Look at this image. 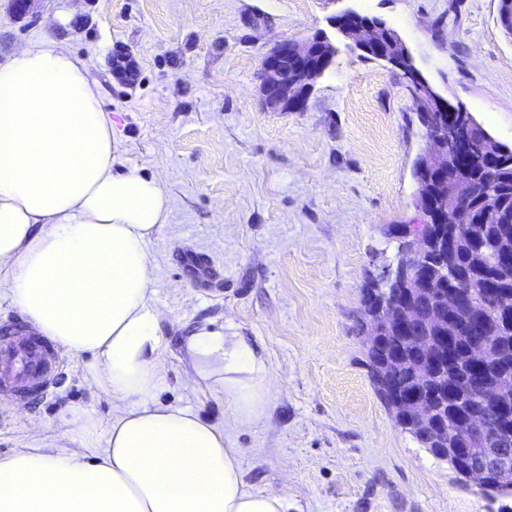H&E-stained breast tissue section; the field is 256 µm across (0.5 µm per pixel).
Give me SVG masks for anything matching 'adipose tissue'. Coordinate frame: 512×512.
<instances>
[{"mask_svg":"<svg viewBox=\"0 0 512 512\" xmlns=\"http://www.w3.org/2000/svg\"><path fill=\"white\" fill-rule=\"evenodd\" d=\"M99 82L56 41L0 64V273L33 331L84 356L119 404L107 446L81 433L0 460V512H288L287 494L243 479L244 451L197 412L159 401L161 311L147 248L166 224L157 179L113 167ZM196 377L258 422L263 358L209 324L188 342Z\"/></svg>","mask_w":512,"mask_h":512,"instance_id":"adipose-tissue-1","label":"adipose tissue"}]
</instances>
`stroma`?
<instances>
[{
	"label": "stroma",
	"mask_w": 512,
	"mask_h": 512,
	"mask_svg": "<svg viewBox=\"0 0 512 512\" xmlns=\"http://www.w3.org/2000/svg\"><path fill=\"white\" fill-rule=\"evenodd\" d=\"M352 9L384 20L423 77L499 142L512 144V40L497 0H41L15 21L0 0V63L46 37L102 88L117 169L161 180L169 217L148 246L163 313L160 399L244 449L247 485L284 491L290 512H498L402 430L367 364L363 294L416 224L413 164L425 144L411 83L361 58L334 30ZM87 15L78 29L71 20ZM326 36L336 52L303 112L274 110L258 78L278 41ZM125 54L131 77L115 72ZM227 326L263 355L272 396L240 426L195 381L186 341ZM39 404L0 397V459L115 415L83 357Z\"/></svg>",
	"instance_id": "1"
}]
</instances>
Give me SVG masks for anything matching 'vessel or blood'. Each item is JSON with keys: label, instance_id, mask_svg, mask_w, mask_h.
<instances>
[{"label": "vessel or blood", "instance_id": "obj_1", "mask_svg": "<svg viewBox=\"0 0 512 512\" xmlns=\"http://www.w3.org/2000/svg\"><path fill=\"white\" fill-rule=\"evenodd\" d=\"M60 367L48 340L26 334L19 319L0 321V395L38 404L55 387Z\"/></svg>", "mask_w": 512, "mask_h": 512}]
</instances>
